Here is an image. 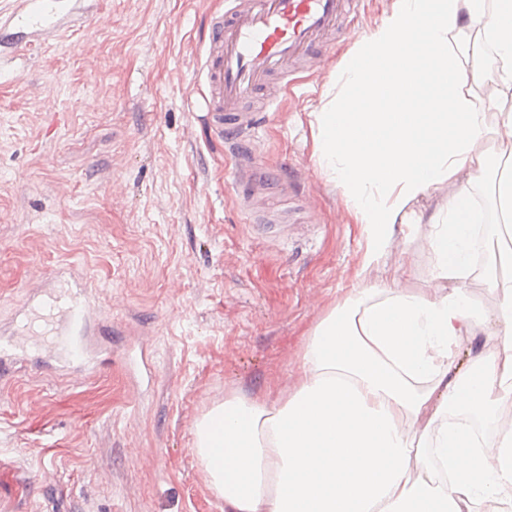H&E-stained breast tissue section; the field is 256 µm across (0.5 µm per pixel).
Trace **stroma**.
I'll return each instance as SVG.
<instances>
[{"instance_id":"stroma-1","label":"stroma","mask_w":512,"mask_h":512,"mask_svg":"<svg viewBox=\"0 0 512 512\" xmlns=\"http://www.w3.org/2000/svg\"><path fill=\"white\" fill-rule=\"evenodd\" d=\"M391 0H361L276 102L253 180L203 121L197 69L227 0H82L72 30L0 52V328L44 269L82 270L113 322L83 377L0 381V512H224L193 450L226 393L286 392L306 334L356 280L367 234L313 154L310 114ZM430 227L390 261L427 287ZM151 378L133 396L126 352Z\"/></svg>"}]
</instances>
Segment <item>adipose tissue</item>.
<instances>
[{"instance_id": "ef3b65f1", "label": "adipose tissue", "mask_w": 512, "mask_h": 512, "mask_svg": "<svg viewBox=\"0 0 512 512\" xmlns=\"http://www.w3.org/2000/svg\"><path fill=\"white\" fill-rule=\"evenodd\" d=\"M312 117L314 154L382 274L310 330L289 393H232L200 416L210 487L224 512H505L512 281L479 309L468 283L473 190L512 159V0H392ZM445 183L433 275L415 288L388 248L408 205Z\"/></svg>"}]
</instances>
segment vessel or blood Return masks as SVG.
<instances>
[{"mask_svg": "<svg viewBox=\"0 0 512 512\" xmlns=\"http://www.w3.org/2000/svg\"><path fill=\"white\" fill-rule=\"evenodd\" d=\"M359 0H237L216 17L199 74L208 87L205 115L208 128L229 151L242 156L250 150L258 126L256 118H241V104L266 89L288 63L308 56L340 18L355 12ZM68 7L62 0H9L0 15V37L14 44L12 27L66 31ZM43 288L24 317L8 335L0 336V376L28 356L27 345L38 340L41 356L75 358L76 369L90 370L85 354L95 343V327L103 312L93 283L74 275L63 279L45 271Z\"/></svg>", "mask_w": 512, "mask_h": 512, "instance_id": "obj_1", "label": "vessel or blood"}]
</instances>
